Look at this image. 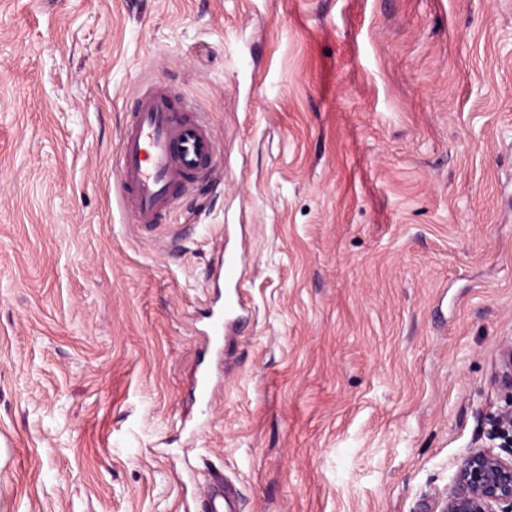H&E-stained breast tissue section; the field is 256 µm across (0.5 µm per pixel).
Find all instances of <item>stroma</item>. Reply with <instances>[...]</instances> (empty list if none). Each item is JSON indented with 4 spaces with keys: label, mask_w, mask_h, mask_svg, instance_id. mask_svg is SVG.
<instances>
[{
    "label": "stroma",
    "mask_w": 512,
    "mask_h": 512,
    "mask_svg": "<svg viewBox=\"0 0 512 512\" xmlns=\"http://www.w3.org/2000/svg\"><path fill=\"white\" fill-rule=\"evenodd\" d=\"M149 84L223 152L162 239L114 173ZM510 339L512 0H0V512H422ZM241 262V256L225 255L223 253L219 259L217 273L223 276L225 286L228 290L224 291V308L212 314L211 342L219 345L224 336V324L232 320L238 321L241 313L245 311V302L242 294L238 290V268ZM204 512H238V503L233 494L225 488L210 487L204 494Z\"/></svg>",
    "instance_id": "obj_1"
}]
</instances>
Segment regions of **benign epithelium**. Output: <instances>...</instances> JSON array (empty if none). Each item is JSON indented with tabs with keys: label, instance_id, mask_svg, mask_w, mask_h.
<instances>
[{
	"label": "benign epithelium",
	"instance_id": "7a95c632",
	"mask_svg": "<svg viewBox=\"0 0 512 512\" xmlns=\"http://www.w3.org/2000/svg\"><path fill=\"white\" fill-rule=\"evenodd\" d=\"M498 381L504 405L493 419L500 451L478 447L461 458L445 495L426 503V512H512V342L502 346Z\"/></svg>",
	"mask_w": 512,
	"mask_h": 512
}]
</instances>
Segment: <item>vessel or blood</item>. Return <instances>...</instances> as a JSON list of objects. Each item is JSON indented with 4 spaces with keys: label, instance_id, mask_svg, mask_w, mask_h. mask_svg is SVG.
<instances>
[{
    "label": "vessel or blood",
    "instance_id": "b4317fda",
    "mask_svg": "<svg viewBox=\"0 0 512 512\" xmlns=\"http://www.w3.org/2000/svg\"><path fill=\"white\" fill-rule=\"evenodd\" d=\"M223 163V153L211 127L180 114L171 92L151 85L139 94L127 116L120 140L116 176L132 224L158 234L161 221L172 212L180 190L194 180L210 179ZM240 260L221 255L217 272L226 285L224 308L214 314L211 341L220 344L225 324L239 320L245 302L238 289ZM204 512H238L227 489L209 488L203 496Z\"/></svg>",
    "mask_w": 512,
    "mask_h": 512
}]
</instances>
